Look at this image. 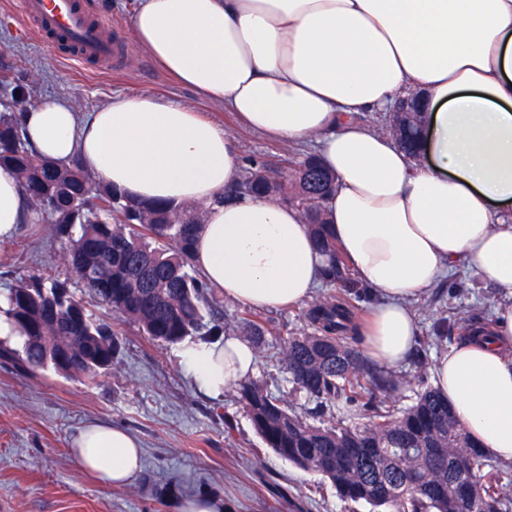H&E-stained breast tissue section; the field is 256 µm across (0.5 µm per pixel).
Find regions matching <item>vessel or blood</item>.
I'll list each match as a JSON object with an SVG mask.
<instances>
[{
  "instance_id": "b4317fda",
  "label": "vessel or blood",
  "mask_w": 512,
  "mask_h": 512,
  "mask_svg": "<svg viewBox=\"0 0 512 512\" xmlns=\"http://www.w3.org/2000/svg\"><path fill=\"white\" fill-rule=\"evenodd\" d=\"M22 11L35 21V31L42 39L64 35L74 48L73 59L111 65L112 42L104 34L103 20H89L77 0H22Z\"/></svg>"
}]
</instances>
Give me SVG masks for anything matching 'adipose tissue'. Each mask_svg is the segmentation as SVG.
Wrapping results in <instances>:
<instances>
[{"label": "adipose tissue", "mask_w": 512, "mask_h": 512, "mask_svg": "<svg viewBox=\"0 0 512 512\" xmlns=\"http://www.w3.org/2000/svg\"><path fill=\"white\" fill-rule=\"evenodd\" d=\"M135 41L178 83L237 113L254 131L314 142L337 177L324 210L336 245L374 295L364 353L395 367L419 334L409 302L458 263L504 300L488 331L449 348L434 386L464 431L512 459V0H140ZM421 98L418 155L362 123ZM43 157L79 159L136 200L205 210L193 264L225 299L278 307L309 299L327 258L290 205L228 192L240 179L224 132L193 108L150 93L79 115L61 98L26 112ZM0 168V241L31 218ZM185 376L206 396L254 371L240 336L184 342ZM69 451L105 486L130 483L142 450L125 429L84 425Z\"/></svg>", "instance_id": "obj_1"}]
</instances>
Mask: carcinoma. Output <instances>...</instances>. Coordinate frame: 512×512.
Returning <instances> with one entry per match:
<instances>
[{"mask_svg":"<svg viewBox=\"0 0 512 512\" xmlns=\"http://www.w3.org/2000/svg\"><path fill=\"white\" fill-rule=\"evenodd\" d=\"M0 77L18 90L14 107L0 112V167L14 171L36 215L53 217L62 258L112 313L110 319L93 314L65 282L41 273L20 277L7 285L0 312L17 325L24 345L0 353L30 370L95 379L112 369L120 324L167 344L201 332L224 335V297L192 263L202 228L197 209L130 199L92 179L77 159L58 164L36 154L22 133L23 114L35 107L33 81L4 63ZM423 122L420 112L401 117L398 143L415 150ZM335 189L336 176L307 152L288 177L255 168L235 192L277 197L300 211L316 247L330 256L324 282L368 300L319 207ZM351 318L347 303L327 296L306 312L307 329L280 342L288 394L275 396L255 382L240 385V401L266 447L327 479L341 500L367 504L372 512H512V495L492 471L488 453L461 428L448 399L424 388L411 405L397 408L392 394L398 380L361 356ZM236 323L250 342L266 343L261 315L246 311ZM297 396L311 407L297 410ZM340 410L363 422L335 423Z\"/></svg>","mask_w":512,"mask_h":512,"instance_id":"cac0c4a2","label":"carcinoma"}]
</instances>
